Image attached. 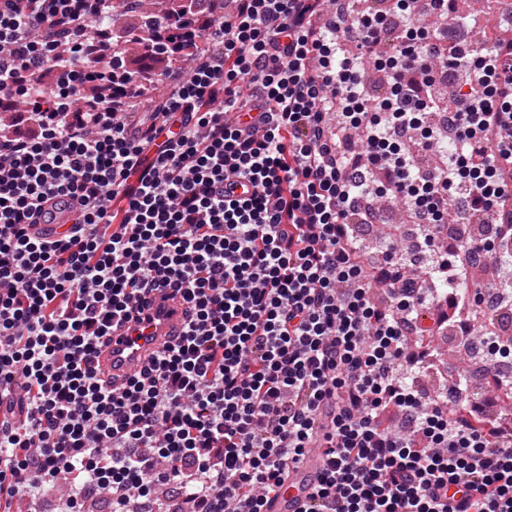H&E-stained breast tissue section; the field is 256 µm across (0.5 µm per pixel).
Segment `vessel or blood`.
<instances>
[{
	"instance_id": "1",
	"label": "vessel or blood",
	"mask_w": 512,
	"mask_h": 512,
	"mask_svg": "<svg viewBox=\"0 0 512 512\" xmlns=\"http://www.w3.org/2000/svg\"><path fill=\"white\" fill-rule=\"evenodd\" d=\"M47 209L48 218L40 220L33 230L39 237L52 240L64 231L71 216L60 204L48 203ZM138 308L150 318L147 327H140L132 316L115 321L110 335L102 339L97 349L100 376L117 393L124 390L128 380L147 365L156 352L181 335L189 321L187 303L163 287L144 296ZM321 474V462L308 458L290 472L283 492L268 500L267 512H302Z\"/></svg>"
}]
</instances>
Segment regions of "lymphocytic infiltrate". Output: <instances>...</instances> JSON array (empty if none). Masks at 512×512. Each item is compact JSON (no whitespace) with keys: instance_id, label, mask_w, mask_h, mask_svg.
Here are the masks:
<instances>
[{"instance_id":"lymphocytic-infiltrate-1","label":"lymphocytic infiltrate","mask_w":512,"mask_h":512,"mask_svg":"<svg viewBox=\"0 0 512 512\" xmlns=\"http://www.w3.org/2000/svg\"><path fill=\"white\" fill-rule=\"evenodd\" d=\"M333 2L169 0L128 56L131 0H0V512L62 476L112 512L159 485L186 512H266L313 448L306 512H512L504 420L404 376L431 369L428 337L512 301L457 291L488 244L441 239L463 209L512 255V39L447 33L458 0ZM372 196L414 226L376 264ZM53 197L74 220L43 241ZM162 285L188 328L112 393L96 347Z\"/></svg>"}]
</instances>
